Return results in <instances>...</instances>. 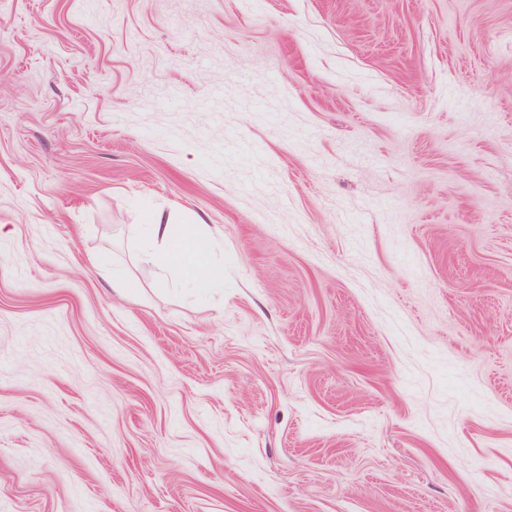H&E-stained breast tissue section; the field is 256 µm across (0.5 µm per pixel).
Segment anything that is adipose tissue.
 Listing matches in <instances>:
<instances>
[{
	"instance_id": "ef3b65f1",
	"label": "adipose tissue",
	"mask_w": 512,
	"mask_h": 512,
	"mask_svg": "<svg viewBox=\"0 0 512 512\" xmlns=\"http://www.w3.org/2000/svg\"><path fill=\"white\" fill-rule=\"evenodd\" d=\"M142 245L140 262L157 266L179 284L189 288H209L223 282L224 270L213 251L215 239L203 222L177 224L172 218L154 212L145 223L131 225Z\"/></svg>"
}]
</instances>
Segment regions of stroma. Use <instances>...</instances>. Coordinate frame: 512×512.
<instances>
[{
	"instance_id": "obj_1",
	"label": "stroma",
	"mask_w": 512,
	"mask_h": 512,
	"mask_svg": "<svg viewBox=\"0 0 512 512\" xmlns=\"http://www.w3.org/2000/svg\"><path fill=\"white\" fill-rule=\"evenodd\" d=\"M0 226V512H512V0H0ZM194 223L175 224L172 217L153 212L145 224L130 225L134 237L142 238L137 258L189 288L223 285L224 269L212 252L216 239L207 234L201 219Z\"/></svg>"
}]
</instances>
